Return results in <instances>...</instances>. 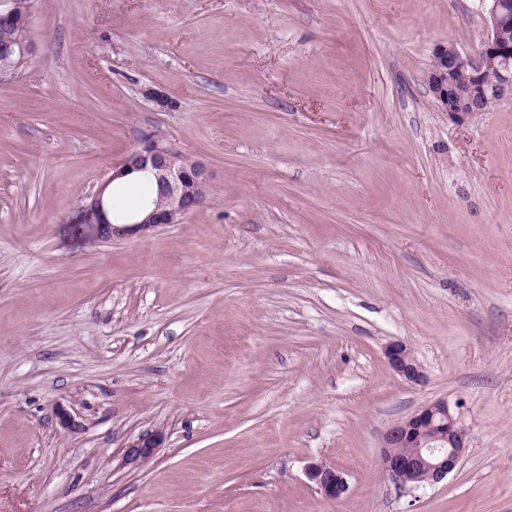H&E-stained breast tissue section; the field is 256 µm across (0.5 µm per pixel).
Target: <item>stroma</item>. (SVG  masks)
I'll use <instances>...</instances> for the list:
<instances>
[{
	"label": "stroma",
	"instance_id": "1",
	"mask_svg": "<svg viewBox=\"0 0 512 512\" xmlns=\"http://www.w3.org/2000/svg\"><path fill=\"white\" fill-rule=\"evenodd\" d=\"M485 35L479 0H33L0 84V512H512V99L458 121L424 80ZM146 137L205 197L98 238ZM436 400L468 448L401 486L383 435ZM185 155L154 138H145L131 150L122 162L112 168V174L102 184L92 201L84 207L89 224H95L98 235L106 240L137 235L146 237L168 224H176L201 203L198 193L210 179L205 164L185 161ZM134 174H149L157 187L156 201L146 203L127 223L133 212L125 214L123 224H113L104 194L108 186ZM384 358L388 366L403 380L411 384H422L426 380L423 367L405 342L394 341L384 348ZM162 446V434L159 431H151L138 436L126 446L124 463L137 467L146 466L156 455L158 448ZM305 475L318 491L331 499H341L348 493L349 485L344 474L323 461H310L305 467Z\"/></svg>",
	"mask_w": 512,
	"mask_h": 512
}]
</instances>
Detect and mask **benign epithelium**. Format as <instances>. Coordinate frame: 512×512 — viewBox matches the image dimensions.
Returning a JSON list of instances; mask_svg holds the SVG:
<instances>
[{
    "mask_svg": "<svg viewBox=\"0 0 512 512\" xmlns=\"http://www.w3.org/2000/svg\"><path fill=\"white\" fill-rule=\"evenodd\" d=\"M485 7L487 35L474 56L463 54L452 44L438 45L425 75L426 84L442 111L464 120L485 111V103L512 97V43L501 39L507 20L501 0H481ZM22 59L36 50L30 25L15 39ZM468 72L466 84L458 74ZM497 73L498 80L487 85L485 74ZM134 174L150 175L157 187V199L146 203L127 223L115 224L109 217L104 194L109 185ZM210 172L200 161H185V155L172 146L146 138L131 150L84 207L89 223L106 240L137 235L146 237L168 224H176L201 203V186ZM388 366L403 380L421 384L426 380L423 367L405 342L394 341L384 348ZM162 446V434L152 431L138 436L127 446L124 463L147 465ZM468 448L467 434L448 402L437 400L416 413L396 421L385 432L382 443L383 468L400 485L417 488L438 484L454 472ZM308 481L331 499L345 497L349 490L344 474L322 461L312 460L305 467Z\"/></svg>",
    "mask_w": 512,
    "mask_h": 512,
    "instance_id": "1",
    "label": "benign epithelium"
}]
</instances>
